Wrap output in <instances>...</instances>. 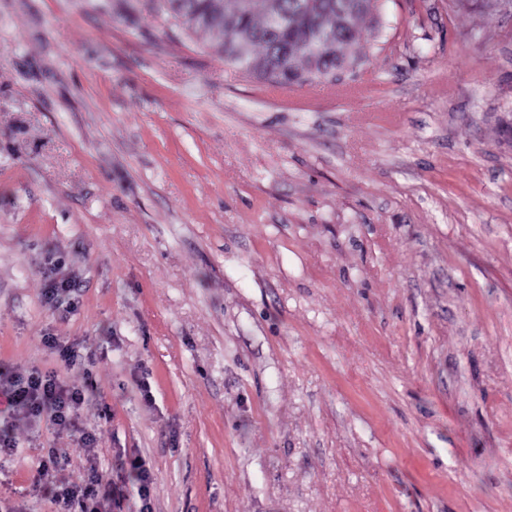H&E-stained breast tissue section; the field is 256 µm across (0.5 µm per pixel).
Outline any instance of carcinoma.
<instances>
[{
	"label": "carcinoma",
	"mask_w": 512,
	"mask_h": 512,
	"mask_svg": "<svg viewBox=\"0 0 512 512\" xmlns=\"http://www.w3.org/2000/svg\"><path fill=\"white\" fill-rule=\"evenodd\" d=\"M372 0H157L187 29L220 30L224 60L281 87L333 75Z\"/></svg>",
	"instance_id": "1"
}]
</instances>
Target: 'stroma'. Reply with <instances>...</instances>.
<instances>
[{
  "label": "stroma",
  "mask_w": 512,
  "mask_h": 512,
  "mask_svg": "<svg viewBox=\"0 0 512 512\" xmlns=\"http://www.w3.org/2000/svg\"><path fill=\"white\" fill-rule=\"evenodd\" d=\"M153 2L0 0V369L89 382L153 512H512V6L377 0L274 96ZM1 420L0 512H63ZM58 265H50L47 273L45 297L56 308L62 306L65 298L74 288L75 281L71 275L64 274Z\"/></svg>",
  "instance_id": "stroma-1"
}]
</instances>
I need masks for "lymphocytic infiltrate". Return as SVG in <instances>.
Returning a JSON list of instances; mask_svg holds the SVG:
<instances>
[{"label":"lymphocytic infiltrate","mask_w":512,"mask_h":512,"mask_svg":"<svg viewBox=\"0 0 512 512\" xmlns=\"http://www.w3.org/2000/svg\"><path fill=\"white\" fill-rule=\"evenodd\" d=\"M0 397L17 414L33 420H48L60 434L77 439V446L86 459L88 480L85 484H71L57 480L55 470L62 460L59 449H51L41 463L40 478L53 500L69 508L79 506L81 512H107L108 506H122L131 502L134 512H152L151 473L141 459L130 462L136 476L135 483L120 486L103 483L97 468L95 433L80 424V412L96 397L89 384H71L61 379L54 370L36 367L0 371Z\"/></svg>","instance_id":"lymphocytic-infiltrate-1"}]
</instances>
